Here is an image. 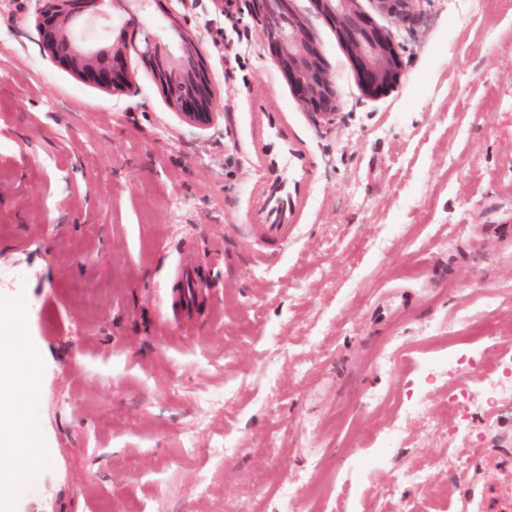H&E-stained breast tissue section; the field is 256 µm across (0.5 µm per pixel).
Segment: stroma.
Instances as JSON below:
<instances>
[{
    "mask_svg": "<svg viewBox=\"0 0 512 512\" xmlns=\"http://www.w3.org/2000/svg\"><path fill=\"white\" fill-rule=\"evenodd\" d=\"M340 111L308 112L245 0H165L206 60L218 116L183 123L135 51L128 91L82 81L43 49L33 0H0V336L36 366L19 403L37 479L0 463V512H271L319 471L295 512H457L450 392L479 391L512 356V0H424L414 27L376 16L399 84L367 96L334 27L297 0ZM319 165L291 242L265 248L257 101ZM205 284L172 307L181 263ZM102 287L88 310L74 286ZM478 339L479 371L420 384L431 336ZM379 393L376 406L366 398ZM476 439L512 449V416L476 408ZM423 481L393 486V473ZM484 502L512 469L484 459Z\"/></svg>",
    "mask_w": 512,
    "mask_h": 512,
    "instance_id": "stroma-1",
    "label": "stroma"
}]
</instances>
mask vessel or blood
<instances>
[{
  "mask_svg": "<svg viewBox=\"0 0 512 512\" xmlns=\"http://www.w3.org/2000/svg\"><path fill=\"white\" fill-rule=\"evenodd\" d=\"M253 121L262 131L254 151L268 173V181L260 218L245 225L244 230L267 244L283 246L292 240L299 225L317 178V163L288 133L280 113L260 104Z\"/></svg>",
  "mask_w": 512,
  "mask_h": 512,
  "instance_id": "1",
  "label": "vessel or blood"
}]
</instances>
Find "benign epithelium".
<instances>
[{
	"label": "benign epithelium",
	"mask_w": 512,
	"mask_h": 512,
	"mask_svg": "<svg viewBox=\"0 0 512 512\" xmlns=\"http://www.w3.org/2000/svg\"><path fill=\"white\" fill-rule=\"evenodd\" d=\"M261 33L299 101L321 119L332 122L339 111L336 85L326 68L309 22L295 9V0H245ZM333 24L357 71L365 92L377 97L395 87L402 71L392 37L357 0H314ZM376 12L408 27L421 19L425 0H372ZM128 0H41L36 28L43 48L58 64L84 81L119 92L131 81L127 42L138 44L141 60L157 79L169 104L195 126L212 124L213 91L205 59L181 21L167 17L159 30L143 26L127 8ZM123 12L119 33L105 45L77 34L87 18Z\"/></svg>",
	"instance_id": "obj_1"
}]
</instances>
